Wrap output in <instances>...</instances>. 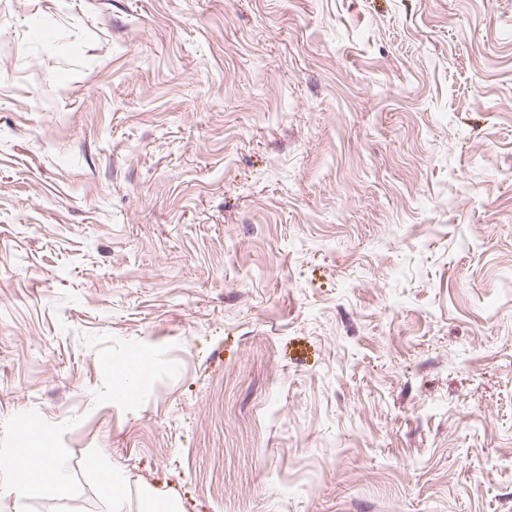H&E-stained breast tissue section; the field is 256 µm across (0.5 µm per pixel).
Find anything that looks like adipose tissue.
<instances>
[{
	"mask_svg": "<svg viewBox=\"0 0 512 512\" xmlns=\"http://www.w3.org/2000/svg\"><path fill=\"white\" fill-rule=\"evenodd\" d=\"M17 451L0 448V502H12L22 507L28 500L65 496L69 489V474L60 449L43 445L41 453L32 463L27 477H19L12 466ZM98 484H108L112 492L106 497L107 512H182L175 500H159L149 494H142L139 507L130 504L129 489L124 478L112 470H101L96 474Z\"/></svg>",
	"mask_w": 512,
	"mask_h": 512,
	"instance_id": "ef3b65f1",
	"label": "adipose tissue"
}]
</instances>
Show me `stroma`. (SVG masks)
<instances>
[{
  "label": "stroma",
  "mask_w": 512,
  "mask_h": 512,
  "mask_svg": "<svg viewBox=\"0 0 512 512\" xmlns=\"http://www.w3.org/2000/svg\"><path fill=\"white\" fill-rule=\"evenodd\" d=\"M151 349L135 402L111 400ZM184 512H512V0H0V448Z\"/></svg>",
  "instance_id": "obj_1"
}]
</instances>
